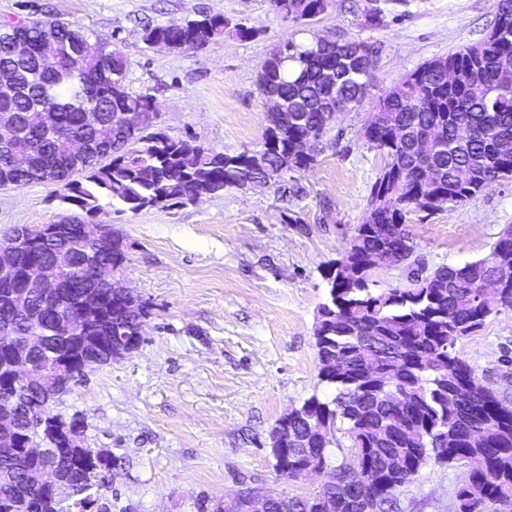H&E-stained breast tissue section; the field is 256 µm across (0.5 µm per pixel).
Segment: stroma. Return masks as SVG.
Segmentation results:
<instances>
[{"label":"stroma","instance_id":"35a3bbf8","mask_svg":"<svg viewBox=\"0 0 512 512\" xmlns=\"http://www.w3.org/2000/svg\"><path fill=\"white\" fill-rule=\"evenodd\" d=\"M206 10L258 30L197 50L148 47L145 21L165 23ZM57 17L120 41L131 61L130 92L155 95L160 126L216 150L259 149L269 105L257 72L271 49L313 35L375 47L371 99L332 123V146L296 173L302 194L284 204L276 187L228 189L215 198L131 212L102 200L96 218L127 245L117 273L147 304L144 341L93 366L52 412L84 423L86 447L115 460L91 490L108 512H197L198 499H222L238 473L267 489L315 493L320 478L287 480L275 471L269 434L290 408L325 396L313 335L328 285L385 158L359 130L373 97L422 64L481 40L493 28L496 0H332L312 32H295L270 0H0V22ZM58 185L0 189V239L17 224H51L72 210ZM512 225V180L471 200L407 215V230L427 269L488 256ZM478 376L512 402V310L490 316L457 345ZM459 464L430 463L395 493L398 512H456L468 483Z\"/></svg>","mask_w":512,"mask_h":512}]
</instances>
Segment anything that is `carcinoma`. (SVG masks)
<instances>
[{
    "label": "carcinoma",
    "instance_id": "cac0c4a2",
    "mask_svg": "<svg viewBox=\"0 0 512 512\" xmlns=\"http://www.w3.org/2000/svg\"><path fill=\"white\" fill-rule=\"evenodd\" d=\"M272 7L297 31H305L326 13L325 0H271ZM496 22L480 41L446 57L433 59L386 89L373 112L380 130L360 135L385 157L366 198L365 212L378 227L359 224L346 253L351 268L324 272L329 290L318 309L314 336L318 377L332 397L313 395L288 421V458L274 463L288 471L304 457L318 461L326 480L308 496L281 494L270 512H393L395 492L430 461L452 465L479 455L484 466L471 471L457 493V512H484L483 505L512 496V410L498 389L479 379L457 344L486 319L512 309V288L481 295L478 285L498 275L512 281V225L499 235L489 256L462 266H440L415 281L414 288L374 291L372 275L359 265L381 249L393 254V265L408 263L415 253L406 229V215L432 212L431 197L449 203L474 198L503 173L512 174V0H498ZM230 33L251 40L259 32L231 24L222 14L200 12L191 19L146 23L142 40L164 42L177 51L196 50L212 38ZM98 38L76 22L32 19L0 28V69H9L12 94L0 96V113L17 126V139L0 147L14 153L16 163L0 181L23 187L34 182L61 183L62 199L88 215L101 210V197L132 212L152 202L164 206L216 197L230 188L261 189L278 185L288 196L280 174L277 148L254 154L216 152L189 136L173 138L158 128L159 106L148 92L132 93L126 85L131 61L117 42L100 41V56H79L81 44ZM341 52H326L317 39L292 37L279 43L262 62L264 76L279 95L283 126L265 138L294 154L304 169L311 158L301 144L313 135L325 138V114L336 100H354L373 81V51L362 41H339ZM454 75L455 86L443 81L442 69ZM98 121L85 123L88 113ZM149 116L135 132L123 129L124 114ZM437 123L442 137L419 157L416 143ZM400 135L391 137L390 131ZM80 140L84 152L74 155L68 142ZM76 257L72 278H83L86 244L74 234L57 243ZM126 260L96 252L98 276L104 281ZM105 315L118 322L90 326L89 336H110L137 329L146 307L122 313L123 300L100 289ZM15 321L20 336H45L48 344L33 357L35 366L53 363L68 353L58 309L43 308L37 317H16L0 305V321ZM339 357L343 369L333 372ZM467 388L459 408L448 411V388ZM358 394L355 404L348 391ZM17 402V422L27 428L39 404L32 384L9 389L0 402ZM345 426L350 457L362 458L360 472L343 470L338 459L336 425ZM59 470L72 490L96 477L90 464L78 466L64 454L50 451L35 463L11 448L0 447V512H52L44 505L39 481L41 465Z\"/></svg>",
    "mask_w": 512,
    "mask_h": 512
}]
</instances>
